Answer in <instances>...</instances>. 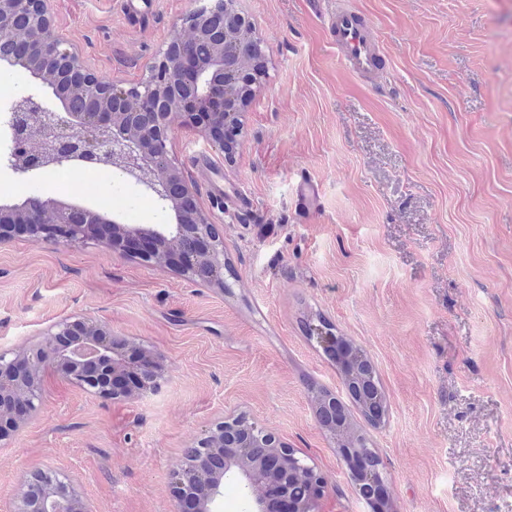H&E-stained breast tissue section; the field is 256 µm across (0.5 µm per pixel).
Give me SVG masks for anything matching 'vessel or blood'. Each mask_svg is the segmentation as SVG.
<instances>
[{"label": "vessel or blood", "instance_id": "b4317fda", "mask_svg": "<svg viewBox=\"0 0 512 512\" xmlns=\"http://www.w3.org/2000/svg\"><path fill=\"white\" fill-rule=\"evenodd\" d=\"M328 29L344 67L359 78L372 80L381 69L382 59L373 29L356 11L342 5L330 12ZM295 197L301 212L314 209L318 190L311 178L305 175L300 177Z\"/></svg>", "mask_w": 512, "mask_h": 512}]
</instances>
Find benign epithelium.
Masks as SVG:
<instances>
[{
  "mask_svg": "<svg viewBox=\"0 0 512 512\" xmlns=\"http://www.w3.org/2000/svg\"><path fill=\"white\" fill-rule=\"evenodd\" d=\"M53 0H0V65L19 66L48 86L52 96L29 93L0 109V136L8 150L0 166L35 181L59 167L110 168L140 185L173 214L169 224H121L97 209L38 196L22 204L0 203V238L7 219L34 237H50L70 245L104 231L112 243H125L146 261L165 250L184 278L197 280L202 265L221 278L224 247L217 244L216 225L200 209L196 191L169 159L170 135L189 119L212 143L224 146V113L241 111L236 92L243 76L246 49L256 39L253 23L242 17L237 0H217L186 18L187 32L174 36L149 67L142 81L122 87L101 79L84 62L76 45L59 34ZM213 43L207 56L197 53L203 39ZM78 95L87 110L72 111L66 95ZM51 369L71 384L104 399L139 397L159 390L167 365L152 351L138 357L102 321L79 317L51 326L27 351L0 352V442L12 439L41 410L40 376ZM230 418L188 448L175 473L177 512H220L224 478L241 481L249 512H277L276 500L288 501L287 478L304 471L311 493L300 512H320L322 478L277 439L254 424L239 436ZM264 443L268 476L256 479L249 449ZM26 490L15 512H92L69 477L60 470L39 471L26 478Z\"/></svg>",
  "mask_w": 512,
  "mask_h": 512,
  "instance_id": "benign-epithelium-1",
  "label": "benign epithelium"
}]
</instances>
